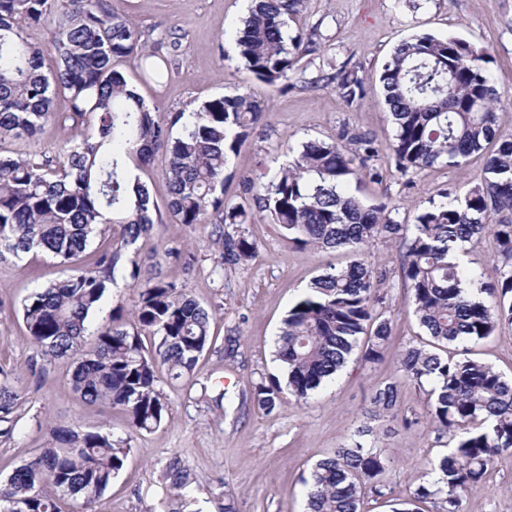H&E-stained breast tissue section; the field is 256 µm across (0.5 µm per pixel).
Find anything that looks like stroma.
<instances>
[{
    "label": "stroma",
    "mask_w": 512,
    "mask_h": 512,
    "mask_svg": "<svg viewBox=\"0 0 512 512\" xmlns=\"http://www.w3.org/2000/svg\"><path fill=\"white\" fill-rule=\"evenodd\" d=\"M249 5L250 0H111L112 9L125 15L148 44L162 46L169 69L162 80L142 79L134 58L120 69L163 121L238 91L266 105L260 125L224 172L226 203L246 201L244 177L276 171L291 160V148L309 139H334L345 124L367 131L377 147L368 171L352 181L351 190L368 202L395 206L399 221L413 222L418 209L439 200L443 191L465 195L483 175L484 154L457 167L403 172L391 150L393 128L378 78L395 47L417 33L451 35L489 50L497 86L506 92L497 107L499 131L512 137V0H306L301 22L305 30L317 31L321 48L305 56L288 81L276 85L248 74L237 55L235 26ZM344 62L360 66L370 87L351 106L321 80ZM71 134V129L49 122L35 138L17 141L10 149L26 157L51 156ZM373 169L380 171V179L370 177ZM154 222L152 232L139 238L127 256L138 261L142 278L183 285L209 311L213 343L192 379L162 380L169 404L162 424L150 433H130L120 410L87 405L73 391L71 360L31 368L36 353L21 304L35 289L64 277V268L33 252L19 261H0V381L19 385L24 392L12 436L0 437V478L48 447L55 424L93 429L105 423L114 436L130 437L132 450L98 512H169L161 469L173 457L192 478L185 512H217L227 501L236 512H303L304 481L312 465L349 444L355 428L365 422L377 432L389 466L383 477L385 496L367 495L363 512H393L408 499L428 463L446 453L447 441L425 419L426 396L417 389L405 388L400 403L401 410L420 416L411 429L391 415L369 411L373 390L398 377L401 352L425 339L403 285L399 242L382 238L366 250L368 261L386 276L383 309L392 320V337L383 360L366 361L363 349H356L336 378L307 403L289 397L267 412L243 402V392L279 375L275 339L288 310L328 265L346 264L349 254L288 243L269 217L258 214L246 227L257 245L254 259L219 274L210 226L174 223L165 210ZM172 246L195 253L191 271L169 257ZM136 299L127 273L117 271L100 314L89 322L87 342H94V328L112 310L131 318ZM228 346L234 347L233 356H225ZM464 348L471 358L512 377V330L496 331L465 347L453 343L447 351L453 355ZM463 508L512 512V452L495 458L481 485L466 494Z\"/></svg>",
    "instance_id": "stroma-1"
}]
</instances>
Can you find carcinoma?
Instances as JSON below:
<instances>
[{
  "instance_id": "cac0c4a2",
  "label": "carcinoma",
  "mask_w": 512,
  "mask_h": 512,
  "mask_svg": "<svg viewBox=\"0 0 512 512\" xmlns=\"http://www.w3.org/2000/svg\"><path fill=\"white\" fill-rule=\"evenodd\" d=\"M304 4L252 0L236 45L256 79L270 85L287 80L304 56L318 51L316 33L291 27ZM48 21L54 24L50 43L32 41L28 30ZM129 57L140 58L144 77H163L158 51H146L141 33L112 10L110 0H0V146L37 136L52 119L79 128L95 118L94 131L65 141L53 156L0 154V260L34 251L73 267L94 238L120 226L118 238L95 253L91 267L32 292L22 303V318L42 360H73L69 383L84 402L121 410L131 431L140 433L158 427L168 411L159 369L167 368L174 379L192 375L212 337L209 312L186 288L163 279L138 282L132 260L128 276L138 288L132 322L109 316L94 345L84 348L89 318L114 283L122 253L151 232L158 209L126 160L145 164L165 148L170 216L178 224L212 226L211 238L221 248L219 268L243 265L256 253L244 229L249 214L225 204L217 192L230 156L259 125L264 109L247 93L215 97L179 113L182 130L174 137L118 70ZM490 63L488 51L452 36L418 33L394 49L379 87L403 172L458 166L497 140L501 95ZM323 79L336 83L349 107L368 93L357 65L344 63ZM60 96L68 103L63 113L54 109ZM375 153L367 132L344 126L334 141L303 142L268 181L247 180L255 207L283 237L353 256L348 265L315 277L288 311L276 346L283 379L256 383L250 400L268 412L280 406L285 390L306 401L343 368L364 335V357L383 359L391 335V320L380 312L384 275L362 255L377 239L400 240L405 287L429 340L400 354L399 378L377 387L370 405L375 413L393 414L402 389L413 386L426 394L428 417L454 444L430 464L405 508L394 512H420L424 502L436 512H462L463 494L482 481L496 455L512 451V380L481 361L448 359L440 350L512 329V139L499 142L465 197L446 192L410 224L396 220L395 207L368 203L349 189ZM485 235L498 256L490 282L451 260ZM168 254L186 271L196 263L185 249ZM146 336L157 343L146 347ZM21 395L18 387L0 384V433L6 436L15 429ZM52 436L51 447L0 481V512H60L65 498L80 499L81 512H97L131 452L129 438L103 426L61 424ZM387 468L373 427L358 426L350 445L312 467L307 512H361L366 493L385 495L379 479ZM162 478L175 496L188 486L176 458L166 462Z\"/></svg>"
}]
</instances>
